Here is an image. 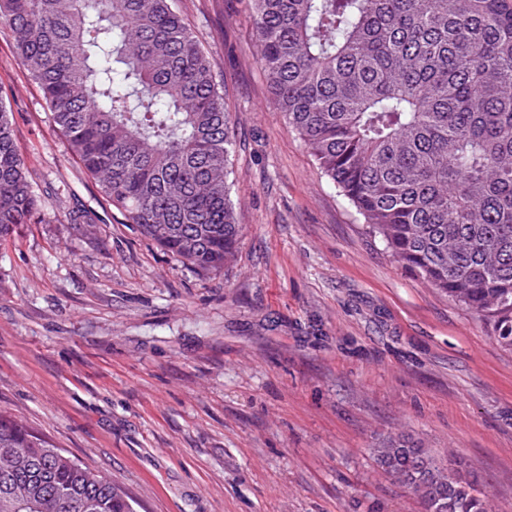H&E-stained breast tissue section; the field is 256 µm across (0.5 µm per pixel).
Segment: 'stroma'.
Returning <instances> with one entry per match:
<instances>
[{
  "label": "stroma",
  "mask_w": 512,
  "mask_h": 512,
  "mask_svg": "<svg viewBox=\"0 0 512 512\" xmlns=\"http://www.w3.org/2000/svg\"><path fill=\"white\" fill-rule=\"evenodd\" d=\"M248 3H176L234 123L244 231L210 276L102 198L0 29V101L47 217L0 241V413L138 512H423L374 459L401 435L512 512V348L368 234L271 106Z\"/></svg>",
  "instance_id": "obj_1"
}]
</instances>
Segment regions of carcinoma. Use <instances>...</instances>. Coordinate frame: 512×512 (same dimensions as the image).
<instances>
[{"instance_id": "cac0c4a2", "label": "carcinoma", "mask_w": 512, "mask_h": 512, "mask_svg": "<svg viewBox=\"0 0 512 512\" xmlns=\"http://www.w3.org/2000/svg\"><path fill=\"white\" fill-rule=\"evenodd\" d=\"M274 108L418 279L512 346V0H252ZM0 27L72 153L127 223L203 275L234 255V149L215 62L173 0H0ZM45 221L0 101V241ZM412 439L374 449L400 484ZM482 512L470 479L435 480ZM0 512H135L133 500L0 415Z\"/></svg>"}]
</instances>
